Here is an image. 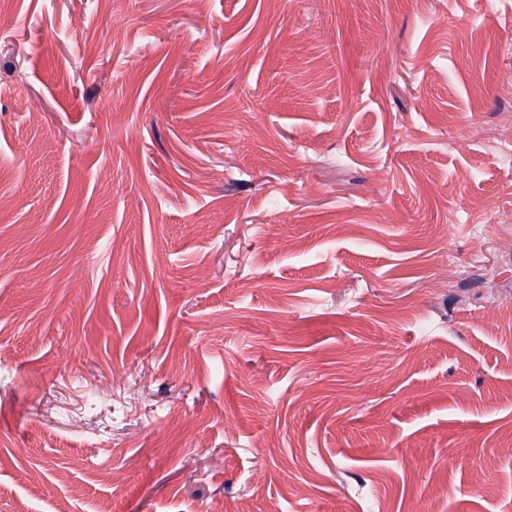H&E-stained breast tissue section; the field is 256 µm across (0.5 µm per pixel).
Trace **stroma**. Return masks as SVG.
<instances>
[{
    "instance_id": "obj_1",
    "label": "stroma",
    "mask_w": 512,
    "mask_h": 512,
    "mask_svg": "<svg viewBox=\"0 0 512 512\" xmlns=\"http://www.w3.org/2000/svg\"><path fill=\"white\" fill-rule=\"evenodd\" d=\"M512 0H0V512H512Z\"/></svg>"
}]
</instances>
